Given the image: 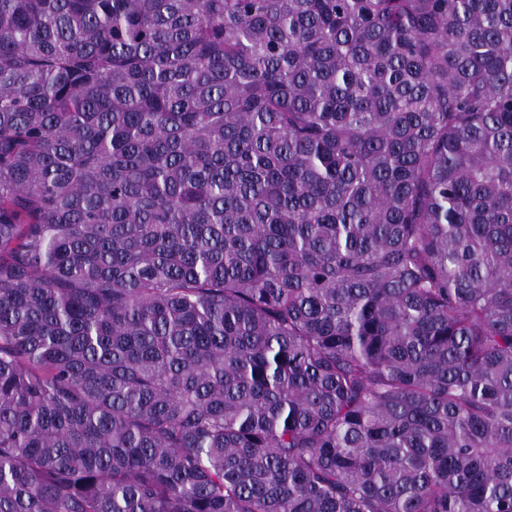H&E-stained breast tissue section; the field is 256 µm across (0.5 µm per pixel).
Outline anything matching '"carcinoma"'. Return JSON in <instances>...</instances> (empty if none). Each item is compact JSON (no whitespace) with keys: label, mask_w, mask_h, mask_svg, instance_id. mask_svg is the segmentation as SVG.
<instances>
[{"label":"carcinoma","mask_w":512,"mask_h":512,"mask_svg":"<svg viewBox=\"0 0 512 512\" xmlns=\"http://www.w3.org/2000/svg\"><path fill=\"white\" fill-rule=\"evenodd\" d=\"M0 512H512V0H0Z\"/></svg>","instance_id":"1"}]
</instances>
